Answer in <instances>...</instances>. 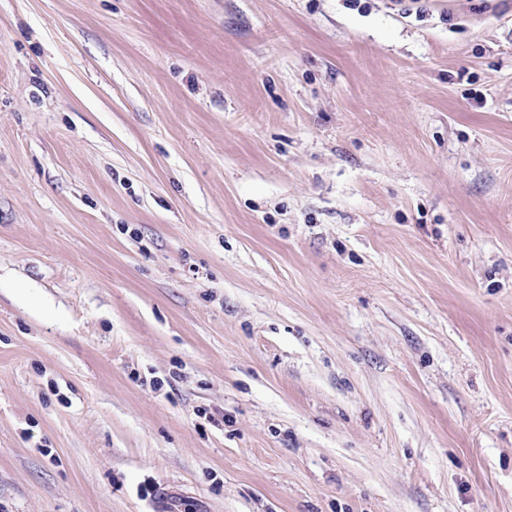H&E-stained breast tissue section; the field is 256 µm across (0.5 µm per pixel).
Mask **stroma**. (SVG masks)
<instances>
[{
  "instance_id": "1",
  "label": "stroma",
  "mask_w": 512,
  "mask_h": 512,
  "mask_svg": "<svg viewBox=\"0 0 512 512\" xmlns=\"http://www.w3.org/2000/svg\"><path fill=\"white\" fill-rule=\"evenodd\" d=\"M512 512V0H0V512Z\"/></svg>"
}]
</instances>
